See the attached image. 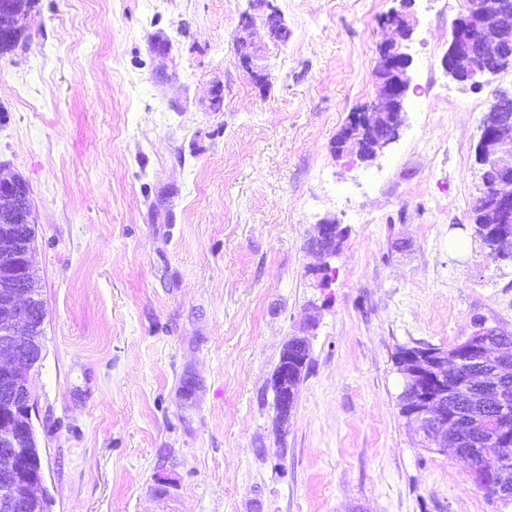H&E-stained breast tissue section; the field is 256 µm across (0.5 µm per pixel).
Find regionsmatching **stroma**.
<instances>
[{
    "label": "stroma",
    "instance_id": "obj_1",
    "mask_svg": "<svg viewBox=\"0 0 512 512\" xmlns=\"http://www.w3.org/2000/svg\"><path fill=\"white\" fill-rule=\"evenodd\" d=\"M276 4L287 42L251 30L263 89L236 45L250 0H35L0 55V167L30 187L45 302L29 381L49 512H512L418 444L395 364L477 315L512 332V263L472 222L512 69L445 71L461 0ZM400 10L399 137L337 155ZM326 220L346 235L324 274ZM293 336L310 365L280 429L269 379ZM335 221L327 220L322 224L318 225V234L310 242V249L315 253L323 256L324 258H330L336 254V245L332 236L334 228L336 227Z\"/></svg>",
    "mask_w": 512,
    "mask_h": 512
}]
</instances>
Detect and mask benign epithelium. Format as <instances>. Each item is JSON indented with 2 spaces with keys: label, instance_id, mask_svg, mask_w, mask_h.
Returning <instances> with one entry per match:
<instances>
[{
  "label": "benign epithelium",
  "instance_id": "benign-epithelium-1",
  "mask_svg": "<svg viewBox=\"0 0 512 512\" xmlns=\"http://www.w3.org/2000/svg\"><path fill=\"white\" fill-rule=\"evenodd\" d=\"M259 10L262 24L270 35L284 26L274 0H251ZM17 0H0V51L11 50L21 32L25 14ZM397 38L383 45L376 67L377 99L353 116L336 138V150L356 153L363 161L376 157L398 138L404 123L410 87L411 56L406 52L415 22L407 13L390 17ZM255 17L245 16L237 39L238 54L251 70L256 83L268 81L269 74L252 70L260 49L250 39ZM442 64L458 82L480 85V79L493 77L512 68V0H463L452 23L448 51ZM477 162L483 169V190L473 208V223L501 224L499 235L487 239L484 247L495 261L509 260L499 254L502 243L512 237V92L497 90L493 107L481 122L476 148ZM28 183L15 173L0 171V481L21 497L9 495L0 501V512H11L18 503L39 510L44 504V472L30 465L23 449L36 439L31 416L28 374L30 339L43 330L45 309H35L37 282L33 268L34 230ZM335 222L318 225L310 242L315 253L330 258L336 254L333 240ZM505 332L489 326L482 318L473 321L472 342L447 348L424 347L406 352L404 378L409 382L404 404L406 419L414 426L420 442L468 461L470 471L477 462L499 456L505 447V431L488 436L483 448H461L460 412L448 405V376L460 380L459 387L471 385L470 367L479 362L490 337ZM309 341L294 336L284 345L269 385L274 391L276 422H288L298 396V380L307 367ZM494 373L503 382H512V351L497 347ZM495 497L512 498V479L505 469L488 480Z\"/></svg>",
  "mask_w": 512,
  "mask_h": 512
}]
</instances>
